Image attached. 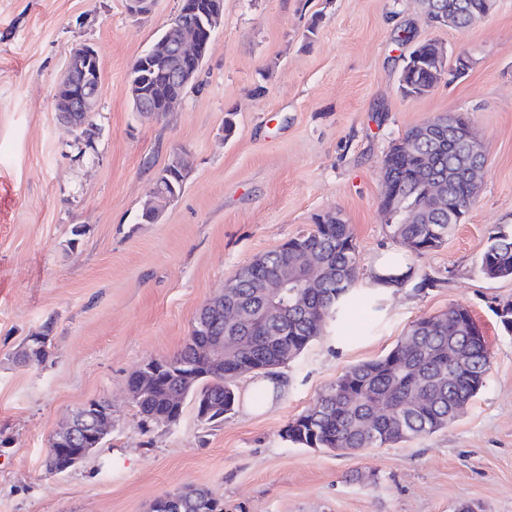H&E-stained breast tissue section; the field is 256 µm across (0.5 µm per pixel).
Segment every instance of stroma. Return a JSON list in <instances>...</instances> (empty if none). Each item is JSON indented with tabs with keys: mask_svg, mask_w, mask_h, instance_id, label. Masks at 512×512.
<instances>
[{
	"mask_svg": "<svg viewBox=\"0 0 512 512\" xmlns=\"http://www.w3.org/2000/svg\"><path fill=\"white\" fill-rule=\"evenodd\" d=\"M179 7L155 0L134 17L126 0H0V512H148L185 487L208 490L224 512H512V335L495 313L512 278L480 271L490 229L512 230V0L464 29L430 24L420 0H224L196 82L172 111L137 112L131 65ZM406 28L473 65L404 96ZM82 45L97 49L102 74L89 139L52 104ZM457 112L486 151L476 202L443 247L408 254L403 286L379 289L374 267L397 248L380 209L383 158L409 129ZM180 147L191 166L181 194L140 223L150 183ZM328 212L349 224L374 304L327 323L278 369L286 390L270 410L239 404L206 422L188 402L176 424L142 423L130 376L180 352L240 267ZM457 303L492 363L454 423L358 455L283 438L338 376ZM47 324V360L16 365ZM91 400L112 405L106 443L49 472L52 439Z\"/></svg>",
	"mask_w": 512,
	"mask_h": 512,
	"instance_id": "stroma-1",
	"label": "stroma"
}]
</instances>
